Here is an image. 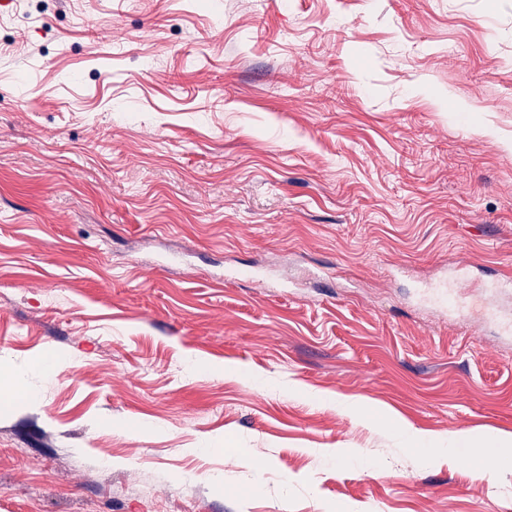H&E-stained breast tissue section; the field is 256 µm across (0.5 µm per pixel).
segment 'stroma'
<instances>
[{"instance_id": "1", "label": "stroma", "mask_w": 512, "mask_h": 512, "mask_svg": "<svg viewBox=\"0 0 512 512\" xmlns=\"http://www.w3.org/2000/svg\"><path fill=\"white\" fill-rule=\"evenodd\" d=\"M509 279L512 0H0V512H512ZM462 281L454 284L453 289L448 286L447 288H432L431 293L438 296L444 304L452 308L457 313H464L471 309V299L469 294L458 292V285Z\"/></svg>"}]
</instances>
